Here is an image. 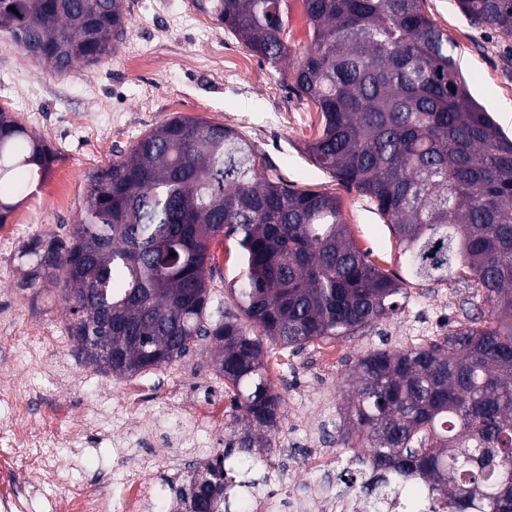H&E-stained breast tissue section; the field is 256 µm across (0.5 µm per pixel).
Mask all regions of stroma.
<instances>
[{
	"instance_id": "stroma-1",
	"label": "stroma",
	"mask_w": 512,
	"mask_h": 512,
	"mask_svg": "<svg viewBox=\"0 0 512 512\" xmlns=\"http://www.w3.org/2000/svg\"><path fill=\"white\" fill-rule=\"evenodd\" d=\"M129 5L126 36L112 56L70 73L47 70L0 34V105L15 112L57 152L43 181H31L28 172H19L26 198L7 221L21 230L0 243V308L10 311L15 331L32 324L64 331L70 323L61 292L47 296L37 287L18 288L22 248L37 238H66L82 204L87 174L123 157L146 131L176 114L234 128L255 146L267 177L295 189L339 195L343 220L357 247L384 272L404 276L398 242L374 203L338 185L303 153V143L320 128V114L294 92L291 60L271 65L255 56L249 69L228 68L227 59L246 54V46L197 12L191 0H129ZM423 9L447 36L448 49L459 59L473 96L512 138V38L473 25L456 0H423ZM62 183L70 193L65 206L53 201L54 189ZM483 308L466 284L452 279L410 289L394 316L359 335L321 341L297 353L271 350L266 368L286 417L272 455L276 471L258 467L251 472L260 482L259 494L282 499L291 486L307 485L314 489L309 512H322L323 498L340 490L338 476L348 473L355 482H365L370 470L348 468L349 451L336 445L352 366L379 348L399 349L434 339L447 331L450 321ZM210 349V342H203L169 366L151 370L155 384L148 409L169 405L178 419L203 411L205 399L197 381L215 374ZM59 360L71 362L74 389L59 387L48 377V369ZM45 366V373L38 375L18 369L15 386L40 387L62 408L76 394L89 403L104 398L110 409L119 408L121 387L112 375L82 361L73 344L55 348ZM322 448L335 451L333 474L319 466ZM57 454L58 490L78 484L91 488L103 479L113 498H120V472L110 442L87 447L79 458L62 447Z\"/></svg>"
}]
</instances>
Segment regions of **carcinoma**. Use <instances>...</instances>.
Instances as JSON below:
<instances>
[{
    "label": "carcinoma",
    "instance_id": "1",
    "mask_svg": "<svg viewBox=\"0 0 512 512\" xmlns=\"http://www.w3.org/2000/svg\"><path fill=\"white\" fill-rule=\"evenodd\" d=\"M310 42L293 58L296 92L322 114L305 146L314 165L369 197L396 236L406 277L378 269L350 237L337 196L262 174L235 129L175 115L87 177L67 240L23 250L20 287L60 289L76 348L106 374L165 367L208 337L232 385L233 431L177 489L187 512H224V484L254 489L272 468L281 398L269 343L300 351L352 337L402 308L408 287L458 279L487 313L408 349L357 360L339 448H365L375 475L366 512L421 484L440 512H512V139L470 93L448 38L420 0H302ZM462 13L512 37V0H458ZM260 59L277 64L288 0H192ZM128 0H0V33L59 74L93 67L123 39ZM57 155L0 106V224L28 168ZM242 249L234 309L210 312L219 236ZM112 353V365L99 353Z\"/></svg>",
    "mask_w": 512,
    "mask_h": 512
}]
</instances>
